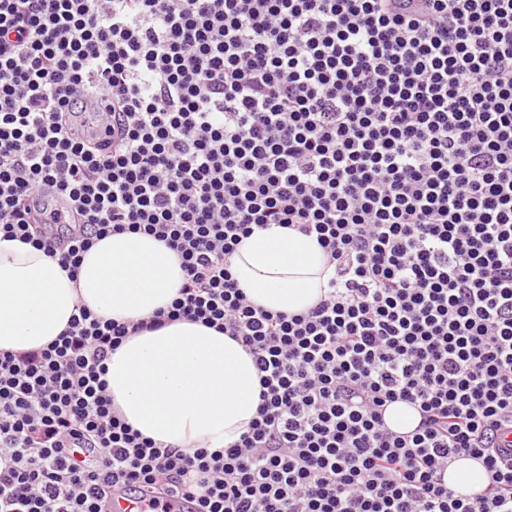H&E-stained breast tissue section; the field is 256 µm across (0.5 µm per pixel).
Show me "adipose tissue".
Segmentation results:
<instances>
[{"instance_id":"ef3b65f1","label":"adipose tissue","mask_w":512,"mask_h":512,"mask_svg":"<svg viewBox=\"0 0 512 512\" xmlns=\"http://www.w3.org/2000/svg\"><path fill=\"white\" fill-rule=\"evenodd\" d=\"M231 272L258 306L299 313L316 304L334 269L315 238L272 224L242 239ZM184 278L178 256L140 232L96 242L73 276L43 251L0 239V351L46 346L67 329L79 303L119 322L168 309ZM107 367L116 409L158 443L224 448L247 433L257 415L252 356L199 323L179 320L127 337Z\"/></svg>"}]
</instances>
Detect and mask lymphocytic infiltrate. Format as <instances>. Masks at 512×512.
Segmentation results:
<instances>
[{"label":"lymphocytic infiltrate","instance_id":"f902f5d3","mask_svg":"<svg viewBox=\"0 0 512 512\" xmlns=\"http://www.w3.org/2000/svg\"><path fill=\"white\" fill-rule=\"evenodd\" d=\"M270 224L334 267L305 312L231 273ZM126 230L179 256L180 295L0 352V512H512V0H0V234L74 273ZM181 319L260 374L228 447L112 406L113 352ZM461 457L479 496L444 480ZM419 414L408 404L396 402L391 404L385 413L387 425L397 432H407L419 423Z\"/></svg>","mask_w":512,"mask_h":512}]
</instances>
